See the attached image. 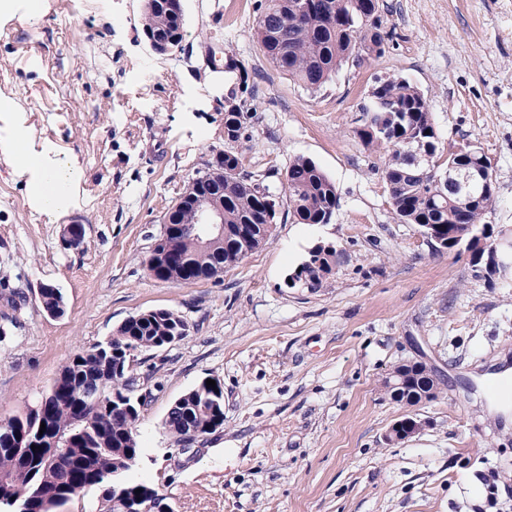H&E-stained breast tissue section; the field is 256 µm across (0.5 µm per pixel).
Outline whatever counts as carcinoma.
Here are the masks:
<instances>
[{"label":"carcinoma","mask_w":512,"mask_h":512,"mask_svg":"<svg viewBox=\"0 0 512 512\" xmlns=\"http://www.w3.org/2000/svg\"><path fill=\"white\" fill-rule=\"evenodd\" d=\"M312 10L298 14L290 0H257L255 36L266 57L291 80L310 92L319 91L344 65L359 64L385 53L378 29L380 16L373 0H311ZM143 26L158 31L180 47L184 21L165 12L160 4L143 15ZM248 92L247 80L225 98L224 129L234 132L233 141L219 153L211 172L192 179L183 191L189 195L204 181L224 192V223L232 234L224 239L222 250L204 251L189 236L169 238L181 257V279L197 281L199 271L207 278H218L224 268L233 266L257 249L268 237L273 221L268 219V195L250 189L264 179L242 172L241 142L252 108L238 94ZM374 113L370 129L357 135L367 146L392 151L383 169L389 183L393 212L403 224H431L435 234L453 249L479 231L491 237L484 223L492 204L460 209L434 194L431 179L419 177L415 158L404 152L405 142L420 139L435 148L432 169L441 172L450 162L438 150L437 132L427 100L417 87L399 76L377 79L371 105ZM288 207L302 224H328L336 208L337 193L332 180L310 158L298 156L285 172ZM336 248L315 244L288 274L290 287L315 289L332 274ZM40 301L51 316L64 314V300L58 289L43 288ZM186 337L188 325L182 316L166 308H156L124 322L107 341L97 343L71 356L62 367L51 391L39 405L23 416L0 420V506L16 512H70L80 495L97 493V512H124L126 500L151 501L164 497L144 483L129 479L140 448L137 423L140 410L112 412V405L129 401L133 394L127 370L134 352L163 348L174 339L178 327ZM100 393L101 400L89 405L80 399L83 390ZM45 413L57 448L32 450L40 445L38 418ZM191 418L204 435L217 424H224V388L201 381L178 398L168 412L166 426L177 437L183 423ZM141 493H135V490Z\"/></svg>","instance_id":"1"}]
</instances>
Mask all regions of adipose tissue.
<instances>
[{"mask_svg": "<svg viewBox=\"0 0 512 512\" xmlns=\"http://www.w3.org/2000/svg\"><path fill=\"white\" fill-rule=\"evenodd\" d=\"M0 158L16 170L32 173L39 189L38 208L48 215L59 209L67 193L73 192L79 183V171L70 161H43L30 154L19 140L1 143Z\"/></svg>", "mask_w": 512, "mask_h": 512, "instance_id": "adipose-tissue-1", "label": "adipose tissue"}]
</instances>
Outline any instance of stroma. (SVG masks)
I'll return each mask as SVG.
<instances>
[{"instance_id":"1","label":"stroma","mask_w":512,"mask_h":512,"mask_svg":"<svg viewBox=\"0 0 512 512\" xmlns=\"http://www.w3.org/2000/svg\"><path fill=\"white\" fill-rule=\"evenodd\" d=\"M385 53L346 65L312 93L278 71L255 37L256 0H184V39L156 54L143 0H18L0 16V139L30 131L32 154L74 161L65 208L32 202V176L0 161V419L47 394L78 350L130 317L167 308L186 338L138 351L145 404L128 477L172 512H512V428L488 418L477 375L512 353V275L487 278L470 252L441 249L399 223L384 151L357 135L376 78L400 76L426 98L444 148L469 143L490 161L485 221L512 229V0H383ZM233 55L255 113L243 170L284 193L289 160H314L336 186L330 223L280 209L269 240L220 279H152L150 248L188 182L224 138L232 82L204 42ZM85 228L80 248L62 243ZM333 244L316 290L287 274L309 247ZM65 313L48 315L41 285ZM424 361L437 399L392 400L384 380ZM224 386V426L182 449L165 427L202 379ZM420 433L388 441L397 421Z\"/></svg>"}]
</instances>
